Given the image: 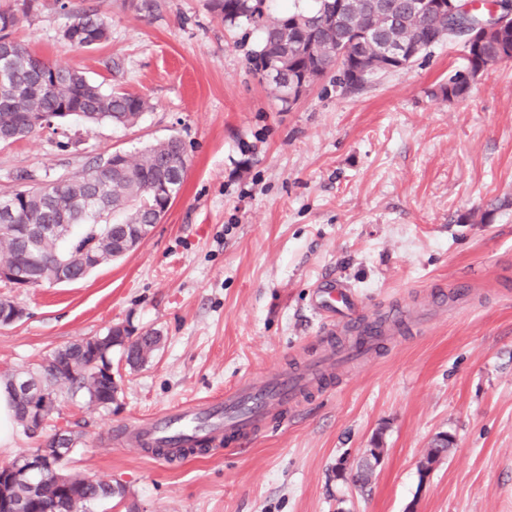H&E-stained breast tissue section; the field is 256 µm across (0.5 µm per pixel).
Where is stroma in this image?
I'll list each match as a JSON object with an SVG mask.
<instances>
[{
  "label": "stroma",
  "mask_w": 512,
  "mask_h": 512,
  "mask_svg": "<svg viewBox=\"0 0 512 512\" xmlns=\"http://www.w3.org/2000/svg\"><path fill=\"white\" fill-rule=\"evenodd\" d=\"M30 2L16 40L149 107L130 128L70 117L1 143L0 196L23 175H70L171 136L187 171L124 257L76 282L0 283L25 312L0 325V381L116 324L162 336L137 370L113 350L111 408L59 390L43 431L14 428L0 465L70 431L72 470L126 490L95 512H512V61L444 99L466 64L452 38L358 88L320 79L286 106L249 68L260 30L224 24L211 0ZM88 7L109 38L77 49L61 31ZM328 277L366 317L403 312L388 346L330 372L246 449L170 464L114 444V427L322 357ZM442 432L453 450L420 479ZM377 444L370 486L337 478L338 459Z\"/></svg>",
  "instance_id": "obj_1"
}]
</instances>
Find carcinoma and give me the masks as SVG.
Segmentation results:
<instances>
[{
    "label": "carcinoma",
    "instance_id": "cac0c4a2",
    "mask_svg": "<svg viewBox=\"0 0 512 512\" xmlns=\"http://www.w3.org/2000/svg\"><path fill=\"white\" fill-rule=\"evenodd\" d=\"M325 2L315 0L310 11L297 7L273 18L265 13V0H211V7L230 26L253 25L261 29L260 42L248 55L249 65L255 68L265 61H277L278 80L271 86L284 104L290 103L289 82L303 73L315 80L337 65L341 77L336 79V85L353 88L378 73L398 69L396 65L379 67L357 80L349 78L352 70L361 71L371 64V57L385 41L383 22L389 12H397L401 32L421 42L423 50L437 45L433 41L437 16L430 9L414 16L407 11L409 0H376V8L370 10L365 9L362 0H354L355 10L347 22L302 31L308 26L304 19L318 15ZM107 23L108 17L94 8L71 15V24L84 30ZM350 24L369 31V37L361 43L352 42L347 36ZM11 44L12 53L0 58V142L10 143L32 134L34 129L26 118L33 111L56 112L65 106L79 111L92 123L108 121L128 127L135 125L148 107L147 100L139 95L106 92L83 72L52 63L48 70L56 90L44 93V76L34 67L39 57L20 42L13 40ZM507 46H512L511 24L486 39L479 50H467L465 70L478 74L494 64L512 60V53L503 55ZM469 88L470 83L458 72L440 86V92L451 100L464 97ZM186 167L185 156H174L172 145L160 141L137 158L124 155L118 167L101 174L92 184L79 174L53 179L56 186L52 196L38 187L1 196L0 203L13 199L17 203L10 216L11 227L0 232V265L23 272L32 288L54 283L61 275L76 281L83 279L82 252L96 251L103 264L112 261V252L119 250L124 225L145 224L154 218L155 208L162 206L152 197L149 183L170 176L176 197L184 183ZM64 219L85 226L83 233L61 237L50 230L51 225ZM125 332L124 336H114L109 328L95 346L77 340L52 352L41 365L46 379L43 389L54 397L56 387L64 385L73 393H84L92 403L110 407L117 391L110 374L112 348H121L128 365L137 368L158 350L161 341L160 333L154 330L135 335L127 328ZM15 383L11 379L5 388L13 401L17 423L25 434L35 435L51 418L55 405L42 409L40 417L33 416L39 403L19 394ZM31 452L52 458L53 468L0 486V496L28 501L25 512H92L98 502L125 495L119 484L114 486L107 480L70 472L69 455L57 454L54 437Z\"/></svg>",
    "mask_w": 512,
    "mask_h": 512
}]
</instances>
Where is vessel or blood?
Here are the masks:
<instances>
[{
  "instance_id": "obj_1",
  "label": "vessel or blood",
  "mask_w": 512,
  "mask_h": 512,
  "mask_svg": "<svg viewBox=\"0 0 512 512\" xmlns=\"http://www.w3.org/2000/svg\"><path fill=\"white\" fill-rule=\"evenodd\" d=\"M353 304L352 294L339 280H323L316 304L318 313H343L344 323L350 326L358 320L351 311ZM385 340V334L377 330L366 335L363 343L345 346L302 369L280 372L257 383H245L226 392L224 397L203 404L165 410L119 430L116 442L137 449L161 446L170 454L178 455L191 443L203 440L216 443L227 435L232 437L236 447H247L259 435L270 411L287 407L322 380L336 364L368 358Z\"/></svg>"
}]
</instances>
